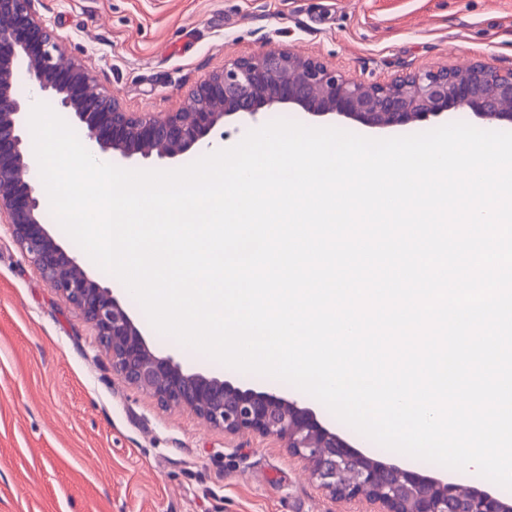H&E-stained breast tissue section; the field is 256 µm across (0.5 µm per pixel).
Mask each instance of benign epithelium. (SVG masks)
I'll use <instances>...</instances> for the list:
<instances>
[{"label": "benign epithelium", "mask_w": 512, "mask_h": 512, "mask_svg": "<svg viewBox=\"0 0 512 512\" xmlns=\"http://www.w3.org/2000/svg\"><path fill=\"white\" fill-rule=\"evenodd\" d=\"M34 0H0V222L43 279L98 331L112 371L164 406L186 407L210 425L286 442L307 461L321 488L344 500H367L379 512H512L497 492L428 477L372 458L326 427L308 407L274 389H242L220 376L185 370L152 350L112 289L90 276L42 222L37 161L26 140L28 102L14 93L16 63L28 62L39 93L80 127L87 146L119 161L173 160L201 150L234 117L299 109L378 131L466 111L483 121L512 123V70L481 61L425 69L386 83L356 81L293 50L269 49L224 65L201 81L178 112L125 111L103 91L86 62L68 59L58 36L33 9Z\"/></svg>", "instance_id": "7a95c632"}]
</instances>
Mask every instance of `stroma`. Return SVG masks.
Segmentation results:
<instances>
[{
  "mask_svg": "<svg viewBox=\"0 0 512 512\" xmlns=\"http://www.w3.org/2000/svg\"><path fill=\"white\" fill-rule=\"evenodd\" d=\"M69 58L90 64L123 108L179 111L225 63L293 49L347 77L385 83L482 61L512 69V0H35ZM150 346L192 372L262 390L159 334L118 291ZM357 450L426 474L286 382ZM338 502L284 441L225 436L188 409L162 406L112 371L97 331L51 288L0 223V512H370Z\"/></svg>",
  "mask_w": 512,
  "mask_h": 512,
  "instance_id": "obj_1",
  "label": "stroma"
}]
</instances>
